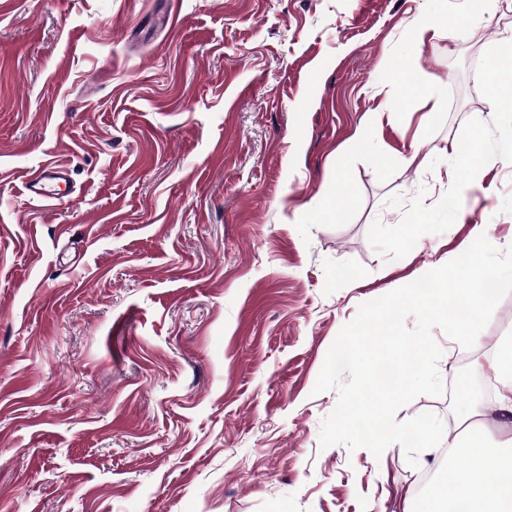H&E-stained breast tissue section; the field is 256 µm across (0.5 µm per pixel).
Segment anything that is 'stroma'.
<instances>
[{
    "label": "stroma",
    "mask_w": 512,
    "mask_h": 512,
    "mask_svg": "<svg viewBox=\"0 0 512 512\" xmlns=\"http://www.w3.org/2000/svg\"><path fill=\"white\" fill-rule=\"evenodd\" d=\"M509 43L512 0H0V512H413L440 448L321 447L313 388L360 304L512 246V166L462 164L512 137ZM48 161L73 199L26 196ZM432 335L447 392L397 420L512 433L455 389L512 294Z\"/></svg>",
    "instance_id": "obj_1"
}]
</instances>
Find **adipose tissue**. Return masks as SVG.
I'll return each instance as SVG.
<instances>
[{
    "mask_svg": "<svg viewBox=\"0 0 512 512\" xmlns=\"http://www.w3.org/2000/svg\"><path fill=\"white\" fill-rule=\"evenodd\" d=\"M460 451L466 465L449 464L419 512H454L459 505L465 512H512V448L471 442ZM487 471L492 480H483Z\"/></svg>",
    "mask_w": 512,
    "mask_h": 512,
    "instance_id": "ef3b65f1",
    "label": "adipose tissue"
}]
</instances>
